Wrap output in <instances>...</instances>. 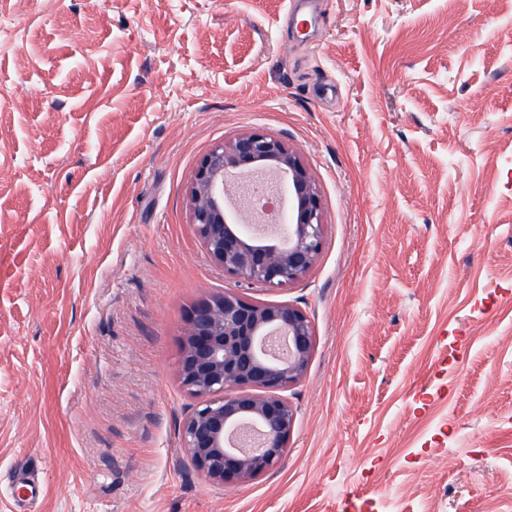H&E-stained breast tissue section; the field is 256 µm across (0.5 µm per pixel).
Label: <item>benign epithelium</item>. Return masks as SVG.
I'll use <instances>...</instances> for the list:
<instances>
[{
  "label": "benign epithelium",
  "instance_id": "benign-epithelium-1",
  "mask_svg": "<svg viewBox=\"0 0 512 512\" xmlns=\"http://www.w3.org/2000/svg\"><path fill=\"white\" fill-rule=\"evenodd\" d=\"M257 178L276 181L288 201L283 223L247 220L245 186ZM190 197L191 226L207 255L249 285L288 286L318 258L319 187L298 152L275 136L253 130L215 146L195 170ZM314 347L310 319L288 302L224 291L191 307L179 378L194 403L181 443L200 475L222 485L246 483L280 462L295 422L283 392L304 376Z\"/></svg>",
  "mask_w": 512,
  "mask_h": 512
}]
</instances>
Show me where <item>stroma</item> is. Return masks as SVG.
I'll return each mask as SVG.
<instances>
[{
	"mask_svg": "<svg viewBox=\"0 0 512 512\" xmlns=\"http://www.w3.org/2000/svg\"><path fill=\"white\" fill-rule=\"evenodd\" d=\"M0 0V512H512V0ZM261 130L316 179L284 289L208 257L189 186ZM315 332L278 465L196 472L186 316Z\"/></svg>",
	"mask_w": 512,
	"mask_h": 512,
	"instance_id": "1",
	"label": "stroma"
}]
</instances>
